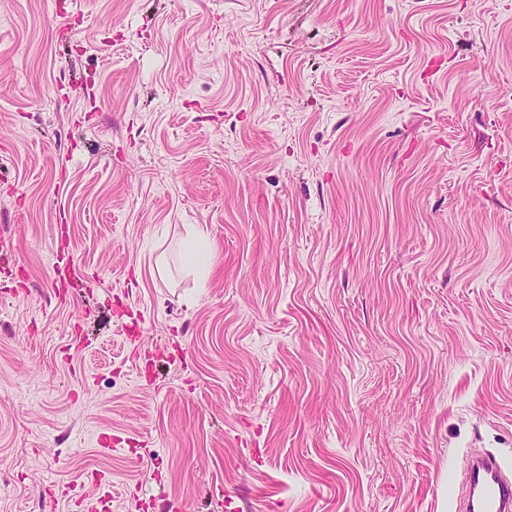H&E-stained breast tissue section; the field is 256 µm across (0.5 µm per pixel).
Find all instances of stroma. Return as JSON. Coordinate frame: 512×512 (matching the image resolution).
I'll list each match as a JSON object with an SVG mask.
<instances>
[{
    "mask_svg": "<svg viewBox=\"0 0 512 512\" xmlns=\"http://www.w3.org/2000/svg\"><path fill=\"white\" fill-rule=\"evenodd\" d=\"M0 235V512H442L512 467V0H0ZM186 257L193 268L203 276L210 272L212 244L202 230H194L185 242Z\"/></svg>",
    "mask_w": 512,
    "mask_h": 512,
    "instance_id": "35a3bbf8",
    "label": "stroma"
}]
</instances>
